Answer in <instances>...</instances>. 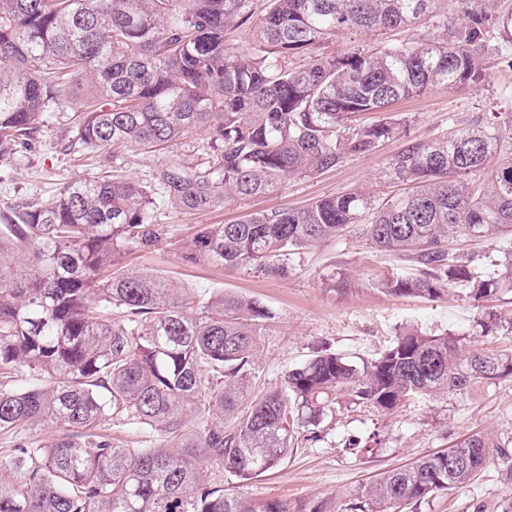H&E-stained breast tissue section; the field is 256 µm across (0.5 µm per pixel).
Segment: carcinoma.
<instances>
[{
	"instance_id": "cac0c4a2",
	"label": "carcinoma",
	"mask_w": 512,
	"mask_h": 512,
	"mask_svg": "<svg viewBox=\"0 0 512 512\" xmlns=\"http://www.w3.org/2000/svg\"><path fill=\"white\" fill-rule=\"evenodd\" d=\"M464 13L448 16V0H265L260 17L254 0H0V173L50 123L63 148L110 151L114 164L129 147L155 153L203 136L192 166L162 161L146 181L93 177L0 206V434L13 444L0 457V512H392L467 485L494 455L509 463L512 436L475 432L383 473L340 511L326 500L256 504L224 483L241 488L319 440L339 396L387 412L462 395L512 377V352L462 357L454 335L405 327L360 368L334 353L310 357L244 410L270 310L115 269L129 246L160 241L159 199L206 211L396 139L403 149L384 177L401 192L249 213L203 229L186 252L281 276L299 251L357 226L375 248L422 267L380 288L436 297L464 283L481 302L497 282L476 279L448 242L495 230L512 285V155L502 154L512 113L453 115L447 130L418 139L390 111L437 86L481 82L487 54L512 67V10L464 0ZM423 20L430 33L414 41L321 51L339 32ZM228 29L251 36L231 44ZM24 368L46 384L4 385ZM112 423L141 428V447L114 445L101 433ZM39 427L56 437L32 441ZM210 468L222 478L209 479Z\"/></svg>"
}]
</instances>
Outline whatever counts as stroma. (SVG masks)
I'll return each instance as SVG.
<instances>
[{
	"label": "stroma",
	"instance_id": "obj_1",
	"mask_svg": "<svg viewBox=\"0 0 512 512\" xmlns=\"http://www.w3.org/2000/svg\"><path fill=\"white\" fill-rule=\"evenodd\" d=\"M420 28L340 34L325 46L339 54L361 48L419 37ZM512 87V69L487 59L481 83L439 87L393 104L396 115L410 122L413 136L423 138L445 128L458 112H512V99L502 91ZM398 140L385 142L377 152L349 160L313 178L289 179L280 192L248 200L231 198L205 212L164 209L161 243L135 248L123 266L145 269L193 288L206 285L252 298L268 308L272 317L262 329L250 377L252 393L281 384L288 369L304 363L324 348L353 364L374 359L400 329L414 325L426 332L455 334L461 352L475 348H512V291H502L477 303L469 289L459 285L440 297H398L378 286L389 276L416 275L419 266L407 256L370 247L353 229L332 242L304 250L294 257L288 273L272 278L250 267L228 270L203 258H188L184 244L206 224H230L254 211L302 207L315 200L360 189L382 199L391 194L382 172L401 149ZM196 161L191 142L167 147L161 154H126V174L149 178L161 160ZM112 157L62 150L53 128H44L36 149L16 161L8 181L0 182V204L22 196L40 201L63 183L110 174ZM500 240L487 236L477 241L453 243L454 253L470 258L471 269L482 279L501 271ZM485 430L512 436V378L474 384L465 394H444L415 399L390 412L343 405L320 426L318 442L298 448L281 464L248 481L244 494L254 502L271 499L298 502L332 499L355 492L379 473L452 447L464 436ZM378 435L372 451L346 448L348 439ZM503 463L490 458L470 484L443 490L421 505L403 512H504L512 503V481L502 475Z\"/></svg>",
	"mask_w": 512,
	"mask_h": 512
}]
</instances>
